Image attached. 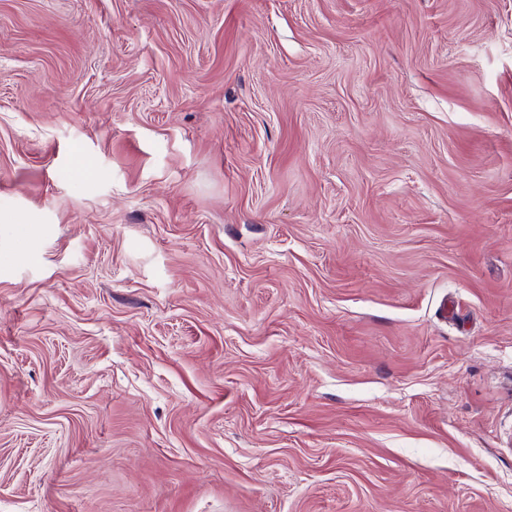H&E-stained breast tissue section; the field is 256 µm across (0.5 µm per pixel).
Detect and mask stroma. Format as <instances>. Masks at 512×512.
<instances>
[{"instance_id": "stroma-1", "label": "stroma", "mask_w": 512, "mask_h": 512, "mask_svg": "<svg viewBox=\"0 0 512 512\" xmlns=\"http://www.w3.org/2000/svg\"><path fill=\"white\" fill-rule=\"evenodd\" d=\"M0 512H512V0H0Z\"/></svg>"}]
</instances>
